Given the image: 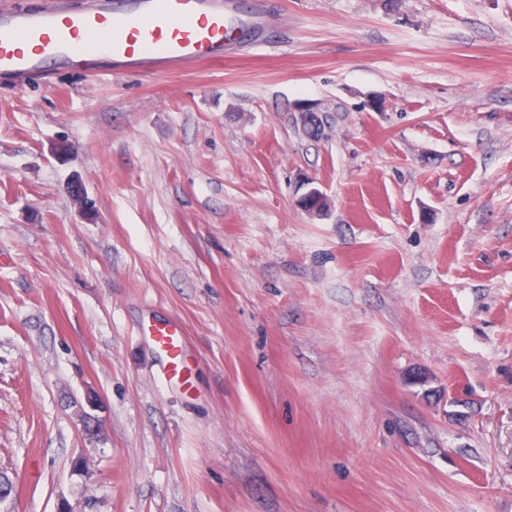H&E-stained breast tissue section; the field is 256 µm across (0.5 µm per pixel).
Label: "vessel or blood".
Instances as JSON below:
<instances>
[{
    "instance_id": "b4317fda",
    "label": "vessel or blood",
    "mask_w": 512,
    "mask_h": 512,
    "mask_svg": "<svg viewBox=\"0 0 512 512\" xmlns=\"http://www.w3.org/2000/svg\"><path fill=\"white\" fill-rule=\"evenodd\" d=\"M270 13V0L249 8L242 0H92L80 9L46 0L37 9L2 10L0 82L21 87L47 78L51 66L117 76L220 60L234 44H264ZM147 335L165 380L190 393L181 325L157 321Z\"/></svg>"
}]
</instances>
